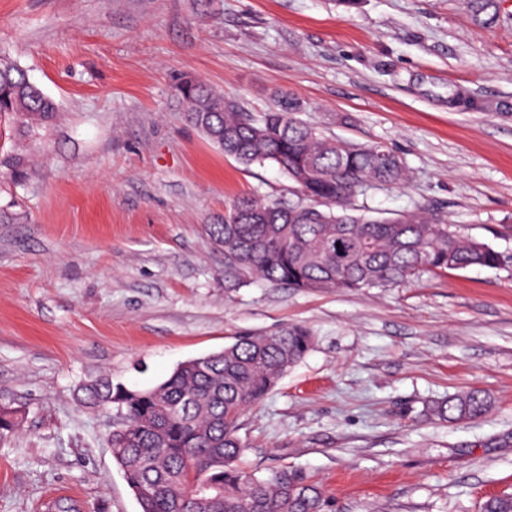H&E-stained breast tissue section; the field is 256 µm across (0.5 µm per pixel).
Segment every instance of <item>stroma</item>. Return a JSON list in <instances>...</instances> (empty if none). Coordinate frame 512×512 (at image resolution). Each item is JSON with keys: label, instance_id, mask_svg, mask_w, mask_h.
<instances>
[{"label": "stroma", "instance_id": "35a3bbf8", "mask_svg": "<svg viewBox=\"0 0 512 512\" xmlns=\"http://www.w3.org/2000/svg\"><path fill=\"white\" fill-rule=\"evenodd\" d=\"M476 24L463 0H0V52L60 106L40 133L0 118V512H140L80 384L148 388L243 333L314 337L239 434L243 463L317 483L326 512H479L512 493V266L368 292L228 287L207 227L239 197L288 196L183 117L179 79L243 111L300 99L326 134L382 142L405 185L374 215L444 209L512 256V0ZM485 392L484 416L425 404Z\"/></svg>", "mask_w": 512, "mask_h": 512}]
</instances>
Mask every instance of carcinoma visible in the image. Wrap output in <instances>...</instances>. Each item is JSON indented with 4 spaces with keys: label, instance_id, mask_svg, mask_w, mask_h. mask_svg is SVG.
Masks as SVG:
<instances>
[{
    "label": "carcinoma",
    "instance_id": "carcinoma-1",
    "mask_svg": "<svg viewBox=\"0 0 512 512\" xmlns=\"http://www.w3.org/2000/svg\"><path fill=\"white\" fill-rule=\"evenodd\" d=\"M474 21H501L498 0H466ZM184 117L224 155L249 168L272 164L292 183L287 198L246 197L209 225L235 283L255 278L300 291H365L408 283L425 272L500 269L506 256L463 236L439 209L374 217L357 198L408 178L386 144L354 145L303 123V103L288 94L258 114L242 111L206 82L176 87ZM58 112L53 99L14 61L0 58V114L38 128ZM313 336L291 324L242 334L224 349L179 363L168 378L130 389L106 376L81 387L80 402L111 411L113 460L140 512H324L321 489L284 467L263 476L242 465L244 411L271 393L311 350ZM491 399L472 390L426 407L440 421L478 418ZM481 512H512V495Z\"/></svg>",
    "mask_w": 512,
    "mask_h": 512
}]
</instances>
